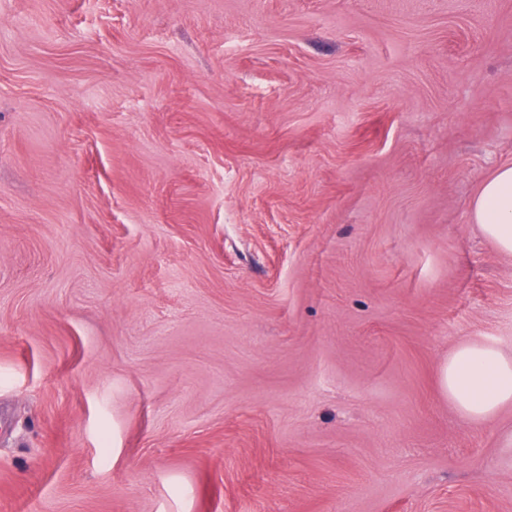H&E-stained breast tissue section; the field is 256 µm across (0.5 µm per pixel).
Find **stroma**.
Masks as SVG:
<instances>
[{
  "instance_id": "obj_1",
  "label": "stroma",
  "mask_w": 512,
  "mask_h": 512,
  "mask_svg": "<svg viewBox=\"0 0 512 512\" xmlns=\"http://www.w3.org/2000/svg\"><path fill=\"white\" fill-rule=\"evenodd\" d=\"M512 0H0V512H512ZM472 219L497 250L512 255V164L498 167L471 203ZM440 386L468 421H493L512 405V353L471 339L455 347L440 367Z\"/></svg>"
}]
</instances>
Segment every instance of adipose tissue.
<instances>
[{"mask_svg": "<svg viewBox=\"0 0 512 512\" xmlns=\"http://www.w3.org/2000/svg\"><path fill=\"white\" fill-rule=\"evenodd\" d=\"M472 219L497 250L512 255V164L498 167L471 203ZM440 386L468 421H493L512 405V353L471 339L455 347L440 367Z\"/></svg>", "mask_w": 512, "mask_h": 512, "instance_id": "adipose-tissue-1", "label": "adipose tissue"}]
</instances>
